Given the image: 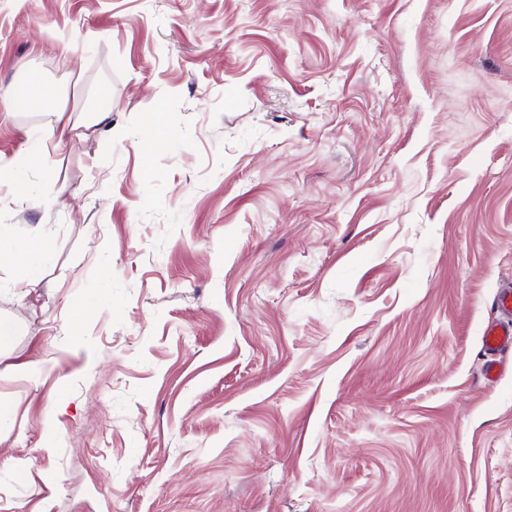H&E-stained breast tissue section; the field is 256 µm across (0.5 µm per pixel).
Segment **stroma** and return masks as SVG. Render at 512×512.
I'll return each instance as SVG.
<instances>
[{"label":"stroma","mask_w":512,"mask_h":512,"mask_svg":"<svg viewBox=\"0 0 512 512\" xmlns=\"http://www.w3.org/2000/svg\"><path fill=\"white\" fill-rule=\"evenodd\" d=\"M32 75L0 512H512V0H0ZM58 99L59 91L53 83L33 75L9 97L1 98V102L7 107L20 104L32 112H52L56 116V123H61L64 129L70 122V116H66L67 107L59 104ZM33 171L49 174L47 156L40 143L30 146L20 164L15 168L11 167L9 179L14 196L19 199L31 198L33 189L28 173ZM51 250V242L47 239L15 241L5 237L0 226V268L15 269L20 274L11 283V288L32 286L35 272ZM495 298V307L507 321L493 320L486 324L483 330V347L489 358L486 362V376L493 378L498 371L500 361L495 356L508 349H512V286L507 287Z\"/></svg>","instance_id":"35a3bbf8"}]
</instances>
